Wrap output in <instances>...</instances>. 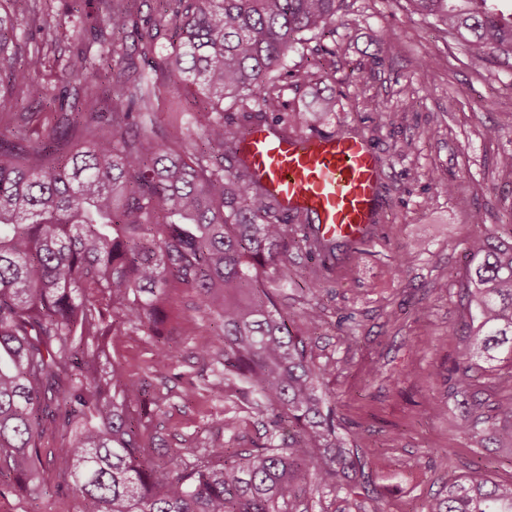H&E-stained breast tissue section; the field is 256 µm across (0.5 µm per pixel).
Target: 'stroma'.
<instances>
[{
    "instance_id": "1",
    "label": "stroma",
    "mask_w": 512,
    "mask_h": 512,
    "mask_svg": "<svg viewBox=\"0 0 512 512\" xmlns=\"http://www.w3.org/2000/svg\"><path fill=\"white\" fill-rule=\"evenodd\" d=\"M69 3L49 2L59 24L57 61L31 75L43 100L23 104L46 120L61 101L82 107L79 85L96 81L94 70L77 82L60 67L77 50L91 63L101 51L94 0L74 15ZM286 68L276 115L298 117L302 134L348 130L370 140L386 167V206L382 234L359 248L339 244L317 294L308 292L305 276L319 261L300 248L288 254L287 280L264 274L261 287L291 314L312 300L321 306L309 350L328 368L323 388L350 446L368 460L386 512H422L448 475L511 481L512 455L460 428L472 410L496 415L503 394L495 379L507 364L480 362L465 394L455 392L447 370L464 341L468 243L488 230L512 234V174L498 165L512 153V60L471 55L463 40L413 13L406 0H336L335 25L306 34ZM300 68L315 81L296 85L289 73ZM320 97L334 100L335 109L314 126L307 117ZM381 104L388 118L380 117ZM489 126L500 129L499 138L483 136ZM172 345V368L158 370L146 336L127 331L112 339L127 372L166 396L153 459L213 441L228 448L262 443L263 428L235 387L221 395L207 390L213 374L200 352L215 348L211 331L198 326ZM438 402L447 412L426 416ZM228 416L240 419L236 432L225 431ZM40 480L41 490L27 496L1 488L0 512H80L74 492L56 491L52 468Z\"/></svg>"
}]
</instances>
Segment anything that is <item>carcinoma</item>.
<instances>
[{"label": "carcinoma", "mask_w": 512, "mask_h": 512, "mask_svg": "<svg viewBox=\"0 0 512 512\" xmlns=\"http://www.w3.org/2000/svg\"><path fill=\"white\" fill-rule=\"evenodd\" d=\"M111 32L125 30L135 0H97ZM165 23L137 29L145 58L167 68L207 106L189 115L197 138L174 137L155 112L156 82L135 67L112 76L114 43L100 55L85 108L57 112L35 133L36 112H8L0 126V472L6 486L34 492L41 441L62 438L49 464L57 488L82 499L81 512H298L313 492L350 489L372 499L367 462L346 446L323 393L327 369L308 354L259 277L287 267V247L331 254L336 243L286 224L237 156L261 120L250 103L273 104L276 73L298 35L336 23V0H165ZM414 10L466 39L477 56L512 58V23L472 8L476 0H408ZM47 0H0V94L39 98L30 73L50 60L57 25ZM42 33L24 65L19 20ZM112 111H97L101 97ZM239 116L224 117V101ZM229 165H224V162ZM462 288L477 327L460 350L456 386L471 385L473 359L512 364V244L471 240ZM191 290L195 310L223 351L208 388L240 395L265 428L262 447L212 442L147 457L163 397L128 376L108 337L141 332L157 347L154 367L173 364L165 328L173 292ZM306 329L321 320L310 303ZM501 418L462 425L512 446V373ZM483 428H478V425ZM193 461L187 463L184 457ZM424 512H512V482L448 479Z\"/></svg>", "instance_id": "1"}]
</instances>
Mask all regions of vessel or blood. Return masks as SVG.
I'll use <instances>...</instances> for the list:
<instances>
[{
  "instance_id": "1",
  "label": "vessel or blood",
  "mask_w": 512,
  "mask_h": 512,
  "mask_svg": "<svg viewBox=\"0 0 512 512\" xmlns=\"http://www.w3.org/2000/svg\"><path fill=\"white\" fill-rule=\"evenodd\" d=\"M239 156L278 208L310 222L320 238L356 248L380 232L386 173L368 139L287 135L269 120L246 131Z\"/></svg>"
}]
</instances>
